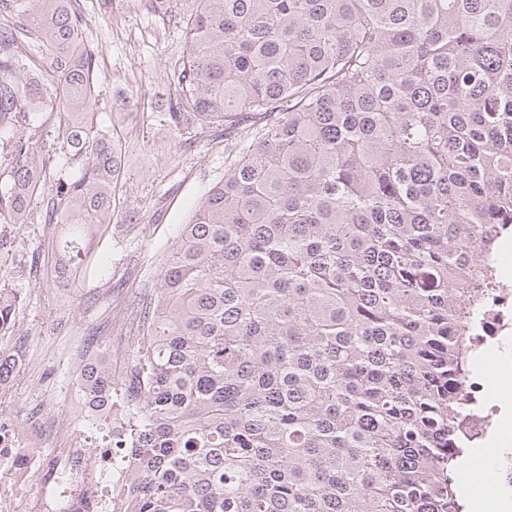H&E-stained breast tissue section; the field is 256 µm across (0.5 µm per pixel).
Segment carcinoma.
<instances>
[{
  "label": "carcinoma",
  "mask_w": 512,
  "mask_h": 512,
  "mask_svg": "<svg viewBox=\"0 0 512 512\" xmlns=\"http://www.w3.org/2000/svg\"><path fill=\"white\" fill-rule=\"evenodd\" d=\"M73 2L0 0V223L45 206L69 279L121 152ZM196 2L170 123H263L180 225L125 381L79 372L125 420L123 512H464L473 314L512 216V0ZM45 104L65 119L35 148L17 117ZM54 156L83 167L48 195Z\"/></svg>",
  "instance_id": "1"
}]
</instances>
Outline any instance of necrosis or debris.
Instances as JSON below:
<instances>
[{
	"label": "necrosis or debris",
	"mask_w": 512,
	"mask_h": 512,
	"mask_svg": "<svg viewBox=\"0 0 512 512\" xmlns=\"http://www.w3.org/2000/svg\"><path fill=\"white\" fill-rule=\"evenodd\" d=\"M473 338L476 359L465 396L471 410L461 426L462 440L472 448L495 443L492 460L496 493L512 501V438H501L502 419L512 399L497 394L494 373L512 371V233L498 248L493 286L483 289ZM73 406L70 438L46 456L42 426L20 432L0 431V512H118V492L133 475V459L102 454L110 465L88 464L87 434L97 432L102 409L88 404L81 386L69 392Z\"/></svg>",
	"instance_id": "necrosis-or-debris-1"
}]
</instances>
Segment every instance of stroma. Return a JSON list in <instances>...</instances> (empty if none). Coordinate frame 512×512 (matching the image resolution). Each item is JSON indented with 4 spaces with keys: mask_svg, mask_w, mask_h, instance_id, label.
<instances>
[{
    "mask_svg": "<svg viewBox=\"0 0 512 512\" xmlns=\"http://www.w3.org/2000/svg\"><path fill=\"white\" fill-rule=\"evenodd\" d=\"M194 0H78L83 44L95 59L92 107L98 125L121 141L115 213L93 247L85 273L69 288L54 283L58 227L33 210L9 225L14 242L0 289L18 296L13 325L0 335V354L19 355L0 413L16 427L66 424L68 389L84 356L112 338L113 378L132 364V311L162 282L164 252L194 205L224 176L237 155L217 128L176 132L168 122L171 75L187 50L183 19Z\"/></svg>",
    "mask_w": 512,
    "mask_h": 512,
    "instance_id": "stroma-1",
    "label": "stroma"
}]
</instances>
